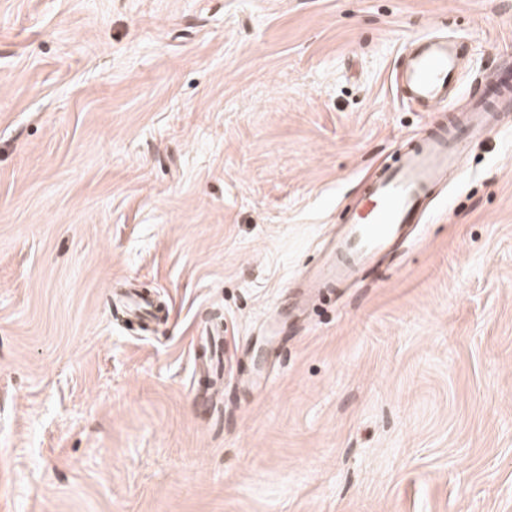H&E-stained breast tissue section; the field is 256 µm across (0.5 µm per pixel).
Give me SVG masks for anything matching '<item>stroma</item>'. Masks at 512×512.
Wrapping results in <instances>:
<instances>
[{
    "instance_id": "1",
    "label": "stroma",
    "mask_w": 512,
    "mask_h": 512,
    "mask_svg": "<svg viewBox=\"0 0 512 512\" xmlns=\"http://www.w3.org/2000/svg\"><path fill=\"white\" fill-rule=\"evenodd\" d=\"M512 0H0V512H512V117L291 317ZM464 42L443 33H430L405 47L394 73L398 97L422 112L448 108L449 93L462 80Z\"/></svg>"
}]
</instances>
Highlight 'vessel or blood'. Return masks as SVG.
Listing matches in <instances>:
<instances>
[{
    "instance_id": "vessel-or-blood-1",
    "label": "vessel or blood",
    "mask_w": 512,
    "mask_h": 512,
    "mask_svg": "<svg viewBox=\"0 0 512 512\" xmlns=\"http://www.w3.org/2000/svg\"><path fill=\"white\" fill-rule=\"evenodd\" d=\"M466 46L443 34L423 35L406 47L394 73L403 103L423 112L447 108L449 93L462 80ZM512 112V96L495 102L471 96L448 123L403 143L395 162L380 169L347 206L309 285L338 288L352 282L419 223L438 190L457 170L469 145L487 139Z\"/></svg>"
}]
</instances>
